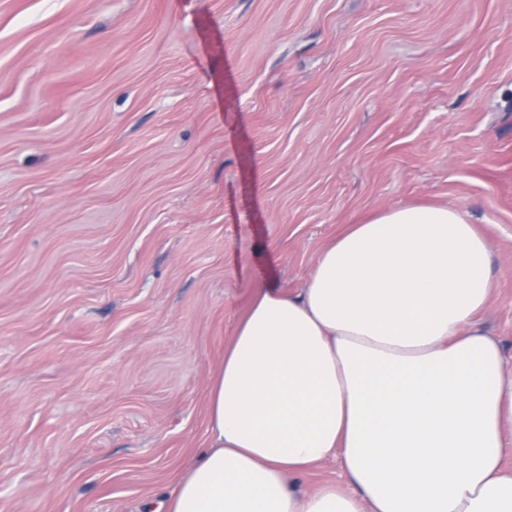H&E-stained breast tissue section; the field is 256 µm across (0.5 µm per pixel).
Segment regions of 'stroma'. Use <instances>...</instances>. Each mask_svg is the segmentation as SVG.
I'll use <instances>...</instances> for the list:
<instances>
[{"label":"stroma","mask_w":512,"mask_h":512,"mask_svg":"<svg viewBox=\"0 0 512 512\" xmlns=\"http://www.w3.org/2000/svg\"><path fill=\"white\" fill-rule=\"evenodd\" d=\"M423 203L512 358V0H0V512H145L254 296Z\"/></svg>","instance_id":"1"}]
</instances>
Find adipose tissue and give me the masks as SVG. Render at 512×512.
Instances as JSON below:
<instances>
[{"instance_id": "adipose-tissue-1", "label": "adipose tissue", "mask_w": 512, "mask_h": 512, "mask_svg": "<svg viewBox=\"0 0 512 512\" xmlns=\"http://www.w3.org/2000/svg\"><path fill=\"white\" fill-rule=\"evenodd\" d=\"M491 247L457 208H392L258 293L167 512H512V364L482 322ZM337 459L345 484L298 476Z\"/></svg>"}]
</instances>
